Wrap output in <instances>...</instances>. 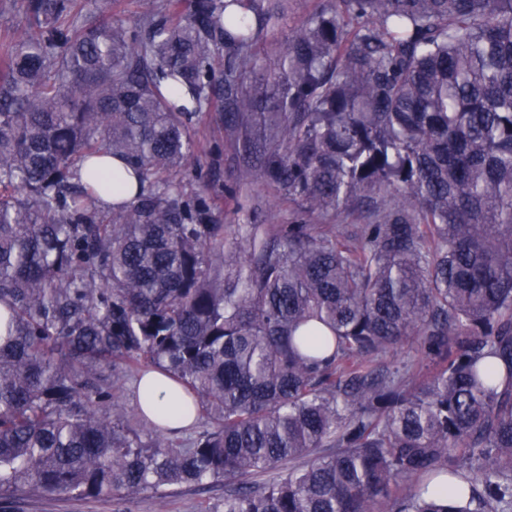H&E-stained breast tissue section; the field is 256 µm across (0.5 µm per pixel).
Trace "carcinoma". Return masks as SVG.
Returning <instances> with one entry per match:
<instances>
[{
  "instance_id": "carcinoma-1",
  "label": "carcinoma",
  "mask_w": 512,
  "mask_h": 512,
  "mask_svg": "<svg viewBox=\"0 0 512 512\" xmlns=\"http://www.w3.org/2000/svg\"><path fill=\"white\" fill-rule=\"evenodd\" d=\"M25 0L0 44V498L220 512H512V0ZM219 106L258 179L359 224H220L187 191ZM120 159L134 197L79 169ZM417 345L418 359L393 354ZM194 404L173 441L119 384ZM96 8L92 14L104 12L112 16V19L123 20L127 24H133L143 10V1L149 0H95ZM316 5L317 0H291L287 21L269 37L267 44L269 56L273 57L284 46L289 29L305 22L314 12ZM224 500V480L205 488L182 487L170 491L165 512H202L205 506L218 505ZM154 494L136 498L54 496L27 491L0 498V512H159Z\"/></svg>"
}]
</instances>
